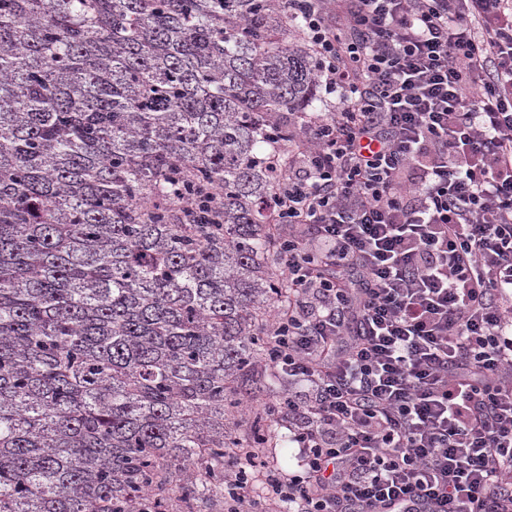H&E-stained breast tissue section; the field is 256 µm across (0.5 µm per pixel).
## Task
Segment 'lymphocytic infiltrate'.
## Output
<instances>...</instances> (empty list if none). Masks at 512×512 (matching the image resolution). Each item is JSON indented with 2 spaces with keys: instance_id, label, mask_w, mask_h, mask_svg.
I'll return each mask as SVG.
<instances>
[{
  "instance_id": "f902f5d3",
  "label": "lymphocytic infiltrate",
  "mask_w": 512,
  "mask_h": 512,
  "mask_svg": "<svg viewBox=\"0 0 512 512\" xmlns=\"http://www.w3.org/2000/svg\"><path fill=\"white\" fill-rule=\"evenodd\" d=\"M329 2L288 10L342 107L270 144L301 469L244 451L224 512H512V0Z\"/></svg>"
}]
</instances>
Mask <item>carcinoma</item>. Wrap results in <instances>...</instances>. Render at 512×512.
Wrapping results in <instances>:
<instances>
[{
    "instance_id": "carcinoma-1",
    "label": "carcinoma",
    "mask_w": 512,
    "mask_h": 512,
    "mask_svg": "<svg viewBox=\"0 0 512 512\" xmlns=\"http://www.w3.org/2000/svg\"><path fill=\"white\" fill-rule=\"evenodd\" d=\"M285 0H0V512H217L278 425Z\"/></svg>"
}]
</instances>
